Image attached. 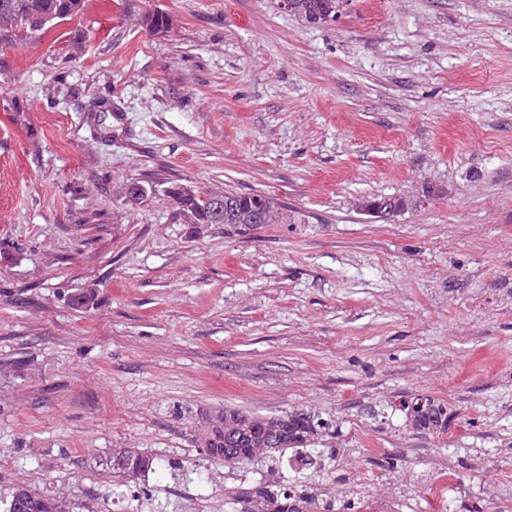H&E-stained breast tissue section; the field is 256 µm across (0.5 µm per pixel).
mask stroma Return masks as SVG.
Listing matches in <instances>:
<instances>
[{
  "label": "stroma",
  "mask_w": 512,
  "mask_h": 512,
  "mask_svg": "<svg viewBox=\"0 0 512 512\" xmlns=\"http://www.w3.org/2000/svg\"><path fill=\"white\" fill-rule=\"evenodd\" d=\"M175 185L295 221L188 224ZM376 195L407 206L360 211ZM426 398L447 429L414 427ZM227 407L319 415L326 470L210 462ZM121 448L158 465L113 476ZM1 482L80 512H247L262 483L512 512V0H347L320 25L85 0L0 44Z\"/></svg>",
  "instance_id": "1"
}]
</instances>
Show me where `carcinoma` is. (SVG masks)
Segmentation results:
<instances>
[{"label": "carcinoma", "mask_w": 512, "mask_h": 512, "mask_svg": "<svg viewBox=\"0 0 512 512\" xmlns=\"http://www.w3.org/2000/svg\"><path fill=\"white\" fill-rule=\"evenodd\" d=\"M294 15L308 24L336 15V0H295ZM82 0H0V42L10 44L46 30L77 14ZM142 25L149 31H161L169 26L162 13L147 14ZM171 197L188 224H282L284 207L273 196L261 193L233 194L209 191L196 194L190 189H174ZM413 424L418 429L434 430L446 427V413L430 400L412 407ZM322 422L305 411L285 415L264 416L226 408L213 422L204 441L205 454L212 460L233 467L228 456H239L250 463L260 448L263 455L275 461L289 449L306 448L319 435ZM126 466L111 465L112 473L133 477L146 473L157 465L152 454L135 448L115 453ZM16 488L0 486V506L3 512H74V504L47 495L37 489L17 496ZM303 497L295 498L285 491L262 486L256 491L254 508L250 512H303Z\"/></svg>", "instance_id": "obj_1"}]
</instances>
